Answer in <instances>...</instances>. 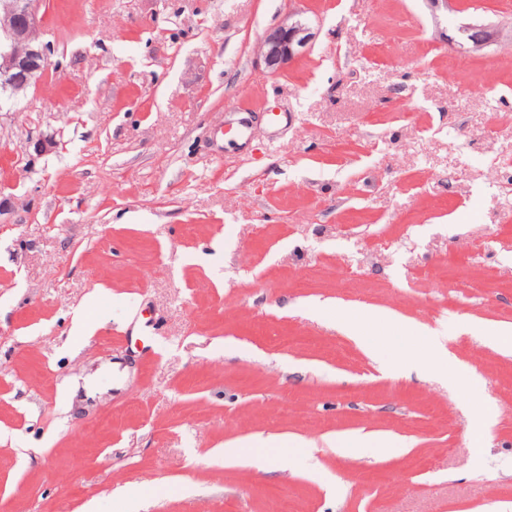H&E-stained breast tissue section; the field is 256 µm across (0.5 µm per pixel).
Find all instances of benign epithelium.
I'll use <instances>...</instances> for the list:
<instances>
[{
    "label": "benign epithelium",
    "instance_id": "7a95c632",
    "mask_svg": "<svg viewBox=\"0 0 512 512\" xmlns=\"http://www.w3.org/2000/svg\"><path fill=\"white\" fill-rule=\"evenodd\" d=\"M40 0H0V93L15 98L42 79L49 64V49L39 36ZM461 33L472 52L492 44L496 32L484 23H470ZM315 38L309 25L295 14L267 31L260 43L264 64L277 71L306 53Z\"/></svg>",
    "mask_w": 512,
    "mask_h": 512
}]
</instances>
